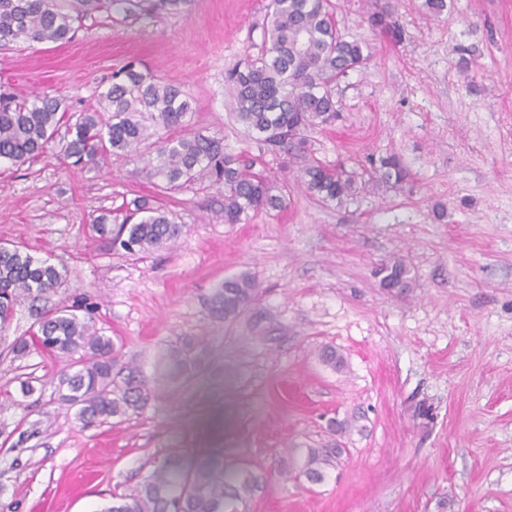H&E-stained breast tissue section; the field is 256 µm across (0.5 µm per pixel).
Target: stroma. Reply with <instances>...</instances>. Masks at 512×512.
<instances>
[{
    "mask_svg": "<svg viewBox=\"0 0 512 512\" xmlns=\"http://www.w3.org/2000/svg\"><path fill=\"white\" fill-rule=\"evenodd\" d=\"M267 0H186L176 12L125 14L107 0L68 43L0 52V86L95 107L127 62L181 86L189 129L227 151L264 155L286 184L283 209L224 221V191L200 182L160 192L142 164H69L58 130L47 152L0 162V243L50 259L86 294L123 361L157 379L177 342L202 341L185 380L106 425L60 406L67 361L14 358L34 322L20 302L0 342V512H99L136 493L176 451L257 477L239 512H512V0H334L342 31L371 58L338 90L342 118L309 135V155L346 169L398 154L392 187L360 178L350 202L322 204L237 122L224 79L262 42ZM389 6L402 43L366 17ZM144 197L189 232L141 257L91 238L93 218ZM402 260L408 287L380 269ZM250 273L252 311L215 322L208 298ZM331 345L336 371L319 359ZM34 391L23 395L22 382ZM353 418L339 437L330 419ZM343 443L322 483L301 476L308 449Z\"/></svg>",
    "mask_w": 512,
    "mask_h": 512,
    "instance_id": "1",
    "label": "stroma"
}]
</instances>
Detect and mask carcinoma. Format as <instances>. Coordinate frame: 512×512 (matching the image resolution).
Listing matches in <instances>:
<instances>
[{"label": "carcinoma", "instance_id": "cac0c4a2", "mask_svg": "<svg viewBox=\"0 0 512 512\" xmlns=\"http://www.w3.org/2000/svg\"><path fill=\"white\" fill-rule=\"evenodd\" d=\"M184 0H111L145 15L164 8L176 11ZM92 0L63 10L55 0H0V50L21 43L68 42ZM261 52L247 56L229 72L225 87L237 120L274 154L306 153L308 132L331 126L342 112L336 86L370 59L367 44L348 39L335 19L332 0H268ZM369 24L391 40L403 31L392 13L381 9L368 15ZM99 109L74 114L63 109L62 98L19 97L0 88V161L14 166L42 156L54 134L66 127L70 139L64 155L72 164L103 162L109 155L129 160L147 159L149 174L177 190L207 181L224 188V222L237 224L249 212L282 209L285 197L267 165L225 150L224 140L186 132L176 138L159 135L161 129L183 128L191 111L186 93L162 83L129 63L112 74V83L99 94ZM155 139L150 152L146 145ZM409 172L400 157L388 154L372 162L368 177L399 185ZM301 179L309 193L323 203L342 204L354 192L356 172L310 158ZM185 225L146 199L135 200L120 223L112 214L98 217L91 232L111 238L131 254H149L178 240ZM385 287L407 286L409 271L400 260L383 268ZM65 277L47 259L0 244V335L10 326L19 300L35 312L33 329L10 345L23 357L40 349L72 359L70 369L56 379L58 400L75 410L79 420L107 423L144 408L154 396L149 381L135 366L122 362L120 348L100 334L93 306L79 297L69 305L47 308L43 302L59 292ZM258 289L248 273L227 278L208 299L211 314L226 322L248 313ZM200 343L185 340L168 353L165 376H186L201 359ZM339 448H311L301 473L319 483L335 466ZM253 477H238L224 466H190L173 452L157 462L137 493L121 496L101 512H230L234 502L252 495Z\"/></svg>", "mask_w": 512, "mask_h": 512}]
</instances>
